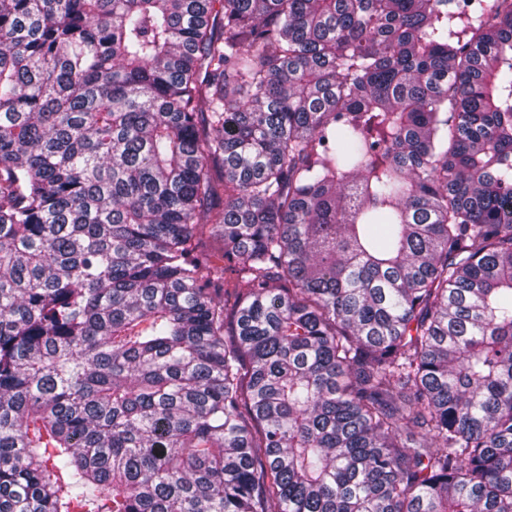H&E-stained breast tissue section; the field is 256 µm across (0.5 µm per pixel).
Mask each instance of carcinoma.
Instances as JSON below:
<instances>
[{"mask_svg": "<svg viewBox=\"0 0 512 512\" xmlns=\"http://www.w3.org/2000/svg\"><path fill=\"white\" fill-rule=\"evenodd\" d=\"M454 4L0 0V512H512V0Z\"/></svg>", "mask_w": 512, "mask_h": 512, "instance_id": "1", "label": "carcinoma"}]
</instances>
